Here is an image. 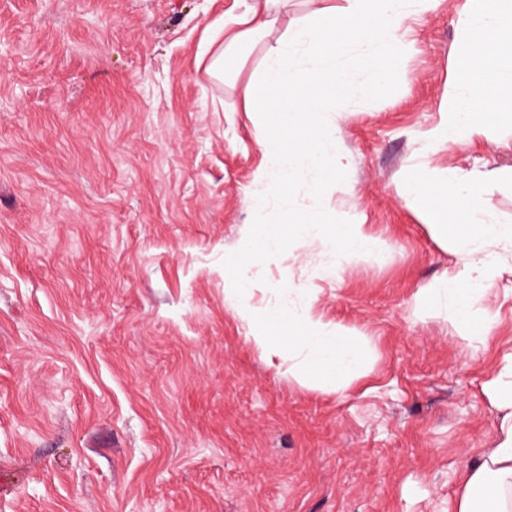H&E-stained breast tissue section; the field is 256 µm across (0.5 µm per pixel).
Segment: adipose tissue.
Wrapping results in <instances>:
<instances>
[{"label": "adipose tissue", "mask_w": 512, "mask_h": 512, "mask_svg": "<svg viewBox=\"0 0 512 512\" xmlns=\"http://www.w3.org/2000/svg\"><path fill=\"white\" fill-rule=\"evenodd\" d=\"M279 2L250 0L241 15L215 23L214 30L223 33L224 41L203 45V53L213 56L204 73L212 75L224 57L241 50L252 39L266 38L261 87L279 92L302 83L316 86L320 97L288 102L289 112L312 126L326 103L345 97L350 90L343 60H354L373 73V82L365 88L367 94L384 89L388 77L403 63L404 24L424 11L427 0H351L343 15L325 14L314 23L283 34L277 31ZM460 27L462 37L453 74L458 92L442 103L444 120L431 134L439 145H452L475 134L489 135L503 107H512V0H471ZM328 28L333 35L327 39L323 32ZM407 198L424 211L428 224L439 232L447 231L456 213L475 215L466 233L467 256L460 267L419 289L416 302L419 307L430 308L442 296H451L452 320L462 324L470 335H486L496 315L487 309L481 316H474L471 297L476 293L493 294L501 268L490 251L496 248L512 254V226L479 220L482 201L472 181L465 178L416 180ZM335 237L338 256L343 260L369 255L381 245L365 224L336 225ZM247 318L250 340L268 361L282 355L279 345L268 336V327L289 318L300 323L303 334L293 357L296 370L309 386L338 392L368 368L362 351L349 345L348 332L340 326L322 324L313 307L294 313L280 309L252 311ZM485 392L502 410L503 417L480 464L460 479L456 512H512V351L502 356Z\"/></svg>", "instance_id": "ef3b65f1"}]
</instances>
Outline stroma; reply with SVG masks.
I'll list each match as a JSON object with an SVG mask.
<instances>
[{
  "mask_svg": "<svg viewBox=\"0 0 512 512\" xmlns=\"http://www.w3.org/2000/svg\"><path fill=\"white\" fill-rule=\"evenodd\" d=\"M248 0H0V512H453L459 475L488 448L483 393L512 349V257L457 328L446 248L408 183L475 178L484 221L512 225V110L492 138L439 147L468 0L407 23L399 88L332 110L346 172L322 200L386 243L337 261L308 232L245 269L224 258L271 184L256 45L204 76L208 25ZM347 0H287L279 29ZM313 304L364 347L345 391L299 384L248 341L240 307Z\"/></svg>",
  "mask_w": 512,
  "mask_h": 512,
  "instance_id": "stroma-1",
  "label": "stroma"
}]
</instances>
